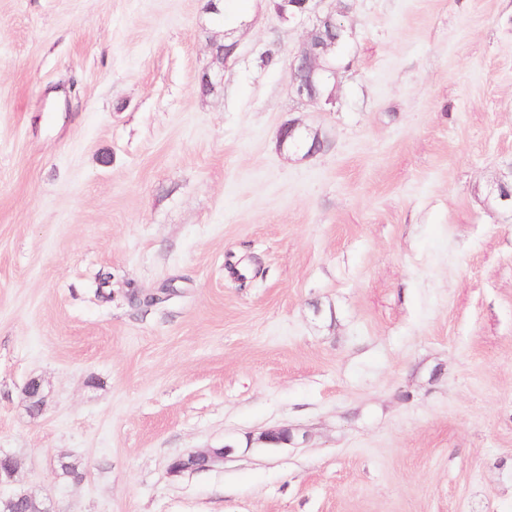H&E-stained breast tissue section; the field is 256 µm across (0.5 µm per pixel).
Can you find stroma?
Returning <instances> with one entry per match:
<instances>
[{
  "label": "stroma",
  "instance_id": "obj_1",
  "mask_svg": "<svg viewBox=\"0 0 512 512\" xmlns=\"http://www.w3.org/2000/svg\"><path fill=\"white\" fill-rule=\"evenodd\" d=\"M206 5L0 0V455L54 512H512V0H349L332 107ZM279 148L282 150L293 149L294 151L304 150L303 157L309 158L319 152L323 146V139L319 131L304 129L296 120H290L282 124L277 133ZM311 141V145L309 143ZM232 445L224 444L221 448H210L207 451L180 458L175 460L170 470L172 473L180 474L185 471L204 470L210 467V464L224 460V456L232 451Z\"/></svg>",
  "mask_w": 512,
  "mask_h": 512
}]
</instances>
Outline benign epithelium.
<instances>
[{
  "instance_id": "1",
  "label": "benign epithelium",
  "mask_w": 512,
  "mask_h": 512,
  "mask_svg": "<svg viewBox=\"0 0 512 512\" xmlns=\"http://www.w3.org/2000/svg\"><path fill=\"white\" fill-rule=\"evenodd\" d=\"M320 2L322 0H282L281 6L275 9V14L285 22H311L304 42L290 56L288 86L291 95L301 103L333 105L336 97L329 85L336 80V45L340 39L350 37L351 32L343 21L347 14L344 0H336L325 10L320 9ZM211 47L214 60L225 65L233 56L236 44H223L214 40ZM277 141L279 148L301 151L305 158L313 156L323 146L319 131L304 129L296 120L280 126ZM260 441L275 447L287 445L293 441V432L285 426L270 428L261 435ZM231 451L232 446L229 444L210 448L175 460L170 470L175 474L204 470L210 464L224 459Z\"/></svg>"
}]
</instances>
